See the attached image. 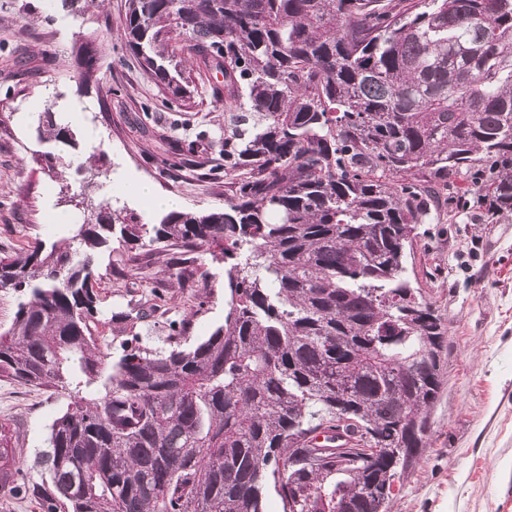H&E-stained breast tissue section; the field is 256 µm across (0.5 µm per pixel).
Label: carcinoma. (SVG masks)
Listing matches in <instances>:
<instances>
[{"mask_svg": "<svg viewBox=\"0 0 512 512\" xmlns=\"http://www.w3.org/2000/svg\"><path fill=\"white\" fill-rule=\"evenodd\" d=\"M122 27L174 103L194 93L183 53L224 68L232 198L157 224L100 203L72 225L76 248L0 257V288L31 295L0 334V377L69 396L48 478L0 452V496L43 512H264L272 483L283 512H387L425 447L447 332L407 249L448 201L512 215V0H126ZM97 62L81 43L82 83ZM38 129L72 146L53 106ZM116 233L218 248L224 324L191 346L135 337L109 363L88 323Z\"/></svg>", "mask_w": 512, "mask_h": 512, "instance_id": "cac0c4a2", "label": "carcinoma"}]
</instances>
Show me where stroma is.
<instances>
[{"instance_id": "stroma-1", "label": "stroma", "mask_w": 512, "mask_h": 512, "mask_svg": "<svg viewBox=\"0 0 512 512\" xmlns=\"http://www.w3.org/2000/svg\"><path fill=\"white\" fill-rule=\"evenodd\" d=\"M126 0H106L74 14L46 10L44 0H0V256L53 243L65 225L49 223L69 211V197L105 201L158 223L120 188L146 180L172 194L185 210L223 207L224 73L202 70L191 106L171 104L127 49L119 20ZM101 44L96 82L80 85L78 40ZM58 103L73 146L40 138L37 112ZM62 157L63 174L48 172L46 155ZM109 171L103 185L86 171L94 158ZM112 238L97 255V319L89 331L109 361L127 338L164 346L168 324L180 322L188 343L224 322V264L208 248L142 249L135 268ZM194 257L201 275L180 284L178 262ZM414 288L447 325L442 382L428 418V444L397 482L388 512H512V217L486 222L480 210L442 213L423 224L408 257ZM151 309L134 324L113 321L130 294ZM69 402L39 387L0 378V422L17 427L20 465L32 481L45 476L36 458L49 427Z\"/></svg>"}]
</instances>
